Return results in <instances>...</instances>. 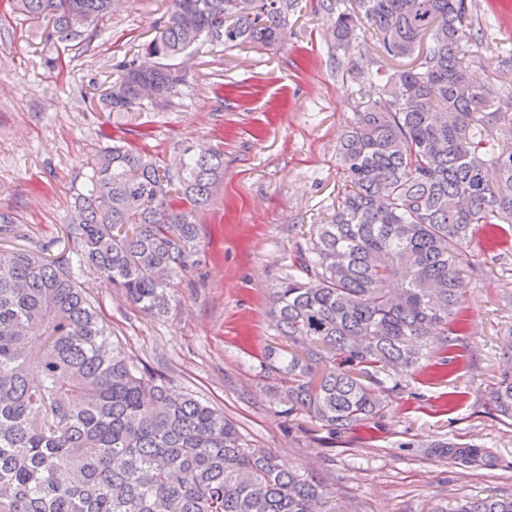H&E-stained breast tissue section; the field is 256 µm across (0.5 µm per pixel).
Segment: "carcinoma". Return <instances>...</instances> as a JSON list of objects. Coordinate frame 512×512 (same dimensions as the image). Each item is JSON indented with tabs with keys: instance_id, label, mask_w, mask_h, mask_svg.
<instances>
[{
	"instance_id": "cac0c4a2",
	"label": "carcinoma",
	"mask_w": 512,
	"mask_h": 512,
	"mask_svg": "<svg viewBox=\"0 0 512 512\" xmlns=\"http://www.w3.org/2000/svg\"><path fill=\"white\" fill-rule=\"evenodd\" d=\"M321 0L337 69L355 83L375 65L380 93L351 89L352 118L337 147L336 210L295 245L268 314L284 345H269L262 376L289 417L331 434L367 428L434 357L448 364L461 321L459 256L476 232L512 239V154L490 156L512 113L494 86L468 75L477 0ZM61 42L112 13L110 0H14ZM298 0H172L145 46L157 67L130 59L107 95L112 115L140 111L141 85L169 102L183 81L172 61L200 43L283 42ZM369 24L378 57L355 56ZM430 44L422 47L424 38ZM409 59L393 72L379 59ZM224 177V151L185 149L176 171L129 143L97 153L77 205V267L95 271L142 313L169 312L174 280L196 262L195 215ZM512 418V373L492 391ZM448 460L484 467V446L450 441ZM323 487L287 471L224 413L169 392L139 367L80 287L68 262L0 251V512H319ZM455 512H512L480 498Z\"/></svg>"
}]
</instances>
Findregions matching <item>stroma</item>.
<instances>
[{
	"label": "stroma",
	"mask_w": 512,
	"mask_h": 512,
	"mask_svg": "<svg viewBox=\"0 0 512 512\" xmlns=\"http://www.w3.org/2000/svg\"><path fill=\"white\" fill-rule=\"evenodd\" d=\"M481 44L469 74L502 87L512 103V0H478ZM171 0H121L111 17L62 44L0 0V214L13 232L0 249L63 260L74 202L89 163L113 136L177 169L188 146L224 151V180L196 216L199 262L153 319L85 272L81 288L141 365L178 394H192L235 421L284 468L308 472L329 494L323 512H429L472 498L512 497V421L491 391L512 345V246L464 250L460 305L465 329L456 360L406 376L372 431L332 435L270 402L260 360L275 330L269 294L287 271L302 231L337 203L336 144L352 115L349 83L319 0H299L284 43L205 44L180 64L184 76L161 107L112 117L106 95L116 66L144 60ZM484 445L492 466L450 462L440 444Z\"/></svg>",
	"instance_id": "35a3bbf8"
}]
</instances>
